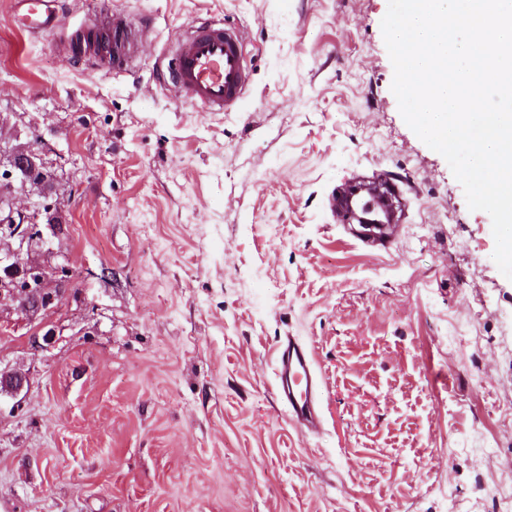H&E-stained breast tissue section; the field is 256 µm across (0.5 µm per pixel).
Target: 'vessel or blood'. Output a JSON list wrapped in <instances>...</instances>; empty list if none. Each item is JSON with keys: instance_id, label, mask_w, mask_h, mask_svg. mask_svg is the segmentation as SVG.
Wrapping results in <instances>:
<instances>
[{"instance_id": "obj_1", "label": "vessel or blood", "mask_w": 512, "mask_h": 512, "mask_svg": "<svg viewBox=\"0 0 512 512\" xmlns=\"http://www.w3.org/2000/svg\"><path fill=\"white\" fill-rule=\"evenodd\" d=\"M51 3L52 0H14L29 32L34 34L54 24ZM97 23L110 40L85 44L84 60L116 73L125 71L130 59L137 55L151 19L143 18L134 27L123 15L104 7ZM242 46V32L220 21L206 20L188 30L165 66L177 95L205 112L238 110L250 83ZM275 361V392L289 422L308 432L317 431L321 423L322 382L311 351L290 336L276 346Z\"/></svg>"}]
</instances>
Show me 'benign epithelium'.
<instances>
[{"instance_id": "7a95c632", "label": "benign epithelium", "mask_w": 512, "mask_h": 512, "mask_svg": "<svg viewBox=\"0 0 512 512\" xmlns=\"http://www.w3.org/2000/svg\"><path fill=\"white\" fill-rule=\"evenodd\" d=\"M47 179L43 158L32 145L9 150L6 162L0 169V235L15 243L7 251H0V304L11 303L15 311L28 320L57 307L62 299V291L48 287V283L57 278V269L25 258L33 246V239L24 226L34 222L39 203H32L33 211H23L13 206L11 198L27 193L33 186L47 185ZM380 187L383 193L376 196L378 204L365 206L360 212L352 206V201L364 193L363 188L352 184L348 186V196L339 200L346 220L360 225L365 234L370 233V228L375 225L365 213L377 208L388 211L387 197L391 196V192L383 183ZM29 384L30 379L26 374L0 371V394L7 392L18 395Z\"/></svg>"}]
</instances>
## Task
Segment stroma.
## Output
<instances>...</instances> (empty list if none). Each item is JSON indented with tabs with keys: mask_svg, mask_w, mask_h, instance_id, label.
Instances as JSON below:
<instances>
[{
	"mask_svg": "<svg viewBox=\"0 0 512 512\" xmlns=\"http://www.w3.org/2000/svg\"><path fill=\"white\" fill-rule=\"evenodd\" d=\"M102 0L29 33L0 0V147L31 144L68 266L35 320L0 306V512H512V280L488 213L408 127L389 0H103L154 24L125 72L77 62ZM241 29L236 112L159 83L197 19ZM382 177L402 215L372 246L333 207ZM56 327L46 349L29 337ZM323 380L322 429L290 425L274 350Z\"/></svg>",
	"mask_w": 512,
	"mask_h": 512,
	"instance_id": "1",
	"label": "stroma"
}]
</instances>
